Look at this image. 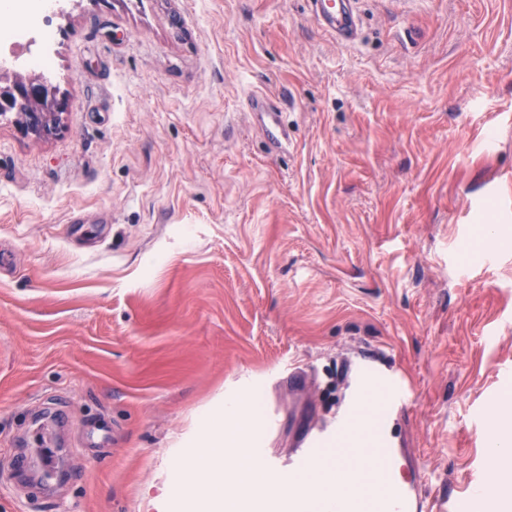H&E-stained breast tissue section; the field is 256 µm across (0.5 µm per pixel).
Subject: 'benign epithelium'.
Instances as JSON below:
<instances>
[{"mask_svg":"<svg viewBox=\"0 0 512 512\" xmlns=\"http://www.w3.org/2000/svg\"><path fill=\"white\" fill-rule=\"evenodd\" d=\"M64 100L57 92L45 93L32 75L0 77V117L17 119L21 133L35 137L54 134L60 126Z\"/></svg>","mask_w":512,"mask_h":512,"instance_id":"obj_1","label":"benign epithelium"}]
</instances>
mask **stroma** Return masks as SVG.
Instances as JSON below:
<instances>
[{
	"label": "stroma",
	"mask_w": 512,
	"mask_h": 512,
	"mask_svg": "<svg viewBox=\"0 0 512 512\" xmlns=\"http://www.w3.org/2000/svg\"><path fill=\"white\" fill-rule=\"evenodd\" d=\"M68 0L62 128L0 119V512H173L226 392L282 408L267 452L348 404L360 355L410 401L387 433L455 504L495 477L512 394V0ZM263 92L286 150L245 109ZM304 367L301 391L288 370ZM101 421L103 447H82ZM51 425L66 477L12 461ZM312 12L325 29L336 39L348 41L356 33V20L353 12L345 7L336 9V2L343 0H311ZM487 447L490 450L500 452V459L512 462V427L504 428L493 432L488 441ZM489 459L493 466H497L500 462L498 455L494 452H489Z\"/></svg>",
	"instance_id": "obj_1"
}]
</instances>
